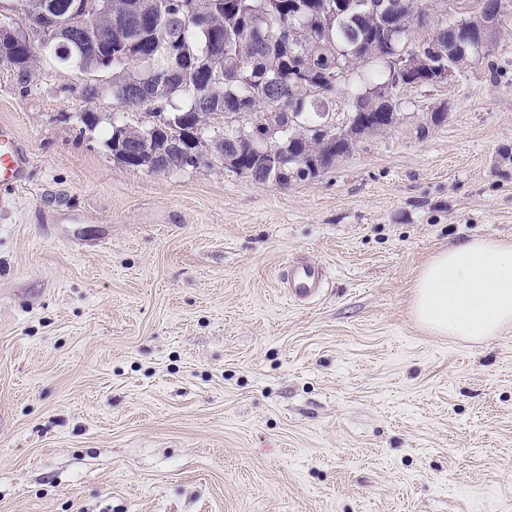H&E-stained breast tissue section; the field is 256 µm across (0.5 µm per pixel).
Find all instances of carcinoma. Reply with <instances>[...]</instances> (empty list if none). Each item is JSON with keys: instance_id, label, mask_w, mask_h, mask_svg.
<instances>
[{"instance_id": "1", "label": "carcinoma", "mask_w": 512, "mask_h": 512, "mask_svg": "<svg viewBox=\"0 0 512 512\" xmlns=\"http://www.w3.org/2000/svg\"><path fill=\"white\" fill-rule=\"evenodd\" d=\"M20 2L27 30L4 61L27 80L37 43L83 72H109L104 82H86L81 95L130 108L118 113L107 145L115 157L145 149L133 168L150 171L223 169L224 160L241 158L234 172L286 188L318 175L304 156L320 146L324 114L360 64L403 48L420 74L469 61L448 58L445 28L409 45L392 15H412L417 0H356L341 16L336 0H103L78 37L66 22L73 0ZM354 102L361 110L350 115L360 126L365 112L393 111L373 89ZM227 113H250L260 125H216ZM264 135L283 167L253 158L251 142Z\"/></svg>"}]
</instances>
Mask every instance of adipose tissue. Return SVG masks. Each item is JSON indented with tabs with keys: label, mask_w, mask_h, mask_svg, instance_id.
Listing matches in <instances>:
<instances>
[{
	"label": "adipose tissue",
	"mask_w": 512,
	"mask_h": 512,
	"mask_svg": "<svg viewBox=\"0 0 512 512\" xmlns=\"http://www.w3.org/2000/svg\"><path fill=\"white\" fill-rule=\"evenodd\" d=\"M413 288V315L436 335H499L512 327V242L473 238L449 247L419 271Z\"/></svg>",
	"instance_id": "obj_1"
}]
</instances>
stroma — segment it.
Masks as SVG:
<instances>
[{
  "label": "stroma",
  "mask_w": 512,
  "mask_h": 512,
  "mask_svg": "<svg viewBox=\"0 0 512 512\" xmlns=\"http://www.w3.org/2000/svg\"><path fill=\"white\" fill-rule=\"evenodd\" d=\"M86 80L0 61L31 155L0 207V512H512V329L411 317L435 254L512 239V14L284 189L126 168ZM297 256L327 272L306 305ZM283 291L289 298L298 302L315 299L325 283L322 266L308 260H292L281 272Z\"/></svg>",
  "instance_id": "35a3bbf8"
}]
</instances>
